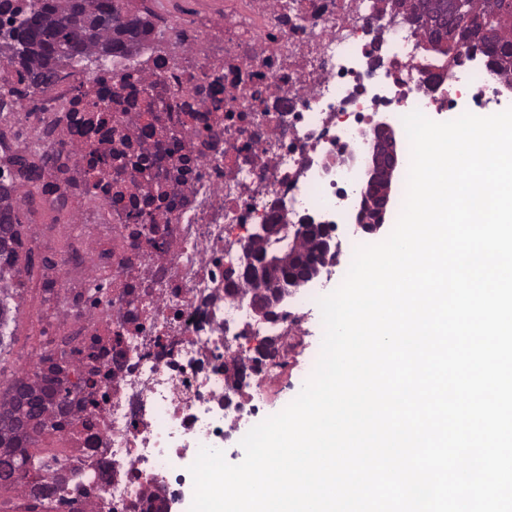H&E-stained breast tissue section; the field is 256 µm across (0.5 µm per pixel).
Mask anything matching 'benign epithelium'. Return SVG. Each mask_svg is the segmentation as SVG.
Listing matches in <instances>:
<instances>
[{
	"label": "benign epithelium",
	"mask_w": 512,
	"mask_h": 512,
	"mask_svg": "<svg viewBox=\"0 0 512 512\" xmlns=\"http://www.w3.org/2000/svg\"><path fill=\"white\" fill-rule=\"evenodd\" d=\"M465 19L466 15L457 11L440 15L438 25L442 39H447L446 31L454 30ZM398 174L396 132L391 123L384 120L373 128L372 153L361 165V188L351 214L357 228L375 233L387 223L391 185ZM336 228L337 225L327 221L259 225L253 238L266 242V252L256 254L251 246H246L243 268V274L263 282L266 287L262 297L252 299V309L257 317L264 321L274 319L275 309L288 299L291 290L305 287L336 266ZM304 236L315 237V260L311 263L297 250V244ZM273 265L288 269V279H266L265 271ZM273 347V339L267 338L257 345L254 355L228 364V369L241 381L270 356Z\"/></svg>",
	"instance_id": "benign-epithelium-1"
}]
</instances>
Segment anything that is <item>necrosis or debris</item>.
Masks as SVG:
<instances>
[{
  "label": "necrosis or debris",
  "instance_id": "1",
  "mask_svg": "<svg viewBox=\"0 0 512 512\" xmlns=\"http://www.w3.org/2000/svg\"><path fill=\"white\" fill-rule=\"evenodd\" d=\"M457 54L431 56L382 0H224L113 55L106 79L63 64L0 109L36 234L63 254L33 274L27 309L53 303L34 369L66 367L69 421L30 445L71 470L61 501L142 512L200 448L249 431L321 293L299 289L257 374L226 375L265 337L241 276L248 225L348 221L379 113L500 112L504 78Z\"/></svg>",
  "mask_w": 512,
  "mask_h": 512
}]
</instances>
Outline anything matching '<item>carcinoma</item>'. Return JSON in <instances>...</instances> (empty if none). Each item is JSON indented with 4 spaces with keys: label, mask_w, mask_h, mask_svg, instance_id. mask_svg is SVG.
Segmentation results:
<instances>
[{
    "label": "carcinoma",
    "mask_w": 512,
    "mask_h": 512,
    "mask_svg": "<svg viewBox=\"0 0 512 512\" xmlns=\"http://www.w3.org/2000/svg\"><path fill=\"white\" fill-rule=\"evenodd\" d=\"M456 0H439L426 11L424 0H388V7L417 24L429 52L451 56L458 44L471 40L469 28L448 33V45L438 43L434 14L450 10ZM464 10L482 23L476 41L489 65L512 84V10L504 0H465ZM14 26L0 42V56L25 73L29 86L41 88L58 79V63L91 55L110 57L127 51L152 34L150 14H132L123 10L121 0H27L22 10L11 0H0V16ZM0 265L16 268L17 249L21 246L20 225L14 223L11 205L0 204ZM62 368L53 365L48 372H34L13 381L0 394V487L10 486L30 496H48L68 481L61 469L51 481L40 474L41 465L33 461L27 445L35 433L48 428L61 429L66 423L67 401L58 399ZM24 416L33 421L26 429L17 423Z\"/></svg>",
    "instance_id": "obj_1"
}]
</instances>
